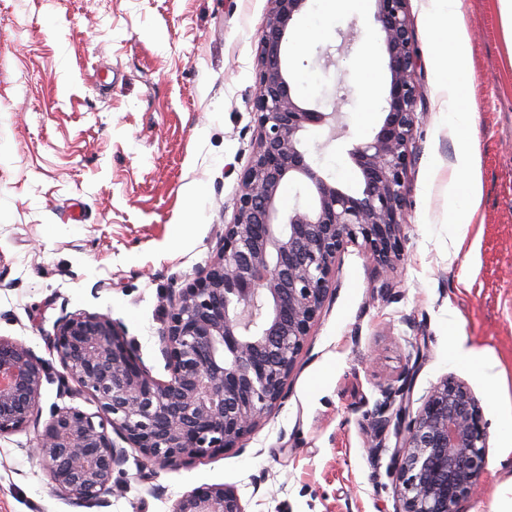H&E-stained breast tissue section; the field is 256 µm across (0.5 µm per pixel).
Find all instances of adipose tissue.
<instances>
[{
	"label": "adipose tissue",
	"mask_w": 512,
	"mask_h": 512,
	"mask_svg": "<svg viewBox=\"0 0 512 512\" xmlns=\"http://www.w3.org/2000/svg\"><path fill=\"white\" fill-rule=\"evenodd\" d=\"M465 0H428L426 8L430 25L437 30L453 29L455 38L448 47L445 65L450 79L440 81L449 126H456L464 88L473 78L468 35L463 26ZM482 182L474 143H467L458 156L448 178V230L456 243H463L468 225L477 223Z\"/></svg>",
	"instance_id": "ef3b65f1"
}]
</instances>
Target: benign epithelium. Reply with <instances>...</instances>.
I'll return each instance as SVG.
<instances>
[{
	"instance_id": "1",
	"label": "benign epithelium",
	"mask_w": 512,
	"mask_h": 512,
	"mask_svg": "<svg viewBox=\"0 0 512 512\" xmlns=\"http://www.w3.org/2000/svg\"><path fill=\"white\" fill-rule=\"evenodd\" d=\"M306 2L269 0L252 99V158L238 173L236 210L220 252L169 295L160 336L169 378H154L106 315L66 314L48 338L67 376L98 408L59 409L37 434L52 491L76 507L108 504L112 475L126 458L111 431L164 467L240 447L279 407L348 245L361 243L386 271L401 255L420 95L408 0H375L390 80L382 122L349 150L361 174L357 191L321 176L302 149L308 127L339 118L302 106L284 71L285 36ZM287 181L308 188L312 199L285 214L278 197ZM44 376L46 362L29 346L0 336V437L39 428ZM384 394V405L371 413L370 441L384 447L386 413L399 403L405 422L397 428L396 512H463L488 467V422L471 387L443 378L409 419L407 391ZM174 512L246 510L235 488L204 484L184 494Z\"/></svg>"
}]
</instances>
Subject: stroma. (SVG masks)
Listing matches in <instances>:
<instances>
[{
    "label": "stroma",
    "instance_id": "stroma-1",
    "mask_svg": "<svg viewBox=\"0 0 512 512\" xmlns=\"http://www.w3.org/2000/svg\"><path fill=\"white\" fill-rule=\"evenodd\" d=\"M465 4L474 80L459 123L476 133L483 201L462 248L448 235L446 184L463 142L436 92L448 41L430 27L427 0H409L420 97L400 261L385 273L347 247L280 407L240 447L176 468L127 449L108 506L87 512H172L203 484L234 487L246 512H396V434L372 449L370 413L384 389L403 385L418 411L448 375L470 385L489 423L485 483L465 512H496V488L512 481V454H501L512 451L502 418L512 405V93L500 84L507 53L492 0ZM267 11V0H0V336L45 360L42 420L97 410L48 350L65 315L119 322L152 376L167 379V297L216 257L235 214V173L251 161ZM311 18L316 38L293 52ZM352 30L357 40L344 45ZM368 43L388 82L379 27L353 8L307 0L285 39L297 99L341 112L337 131L304 133L306 158L351 188L348 151L372 136L384 104L355 78ZM76 202L80 222L70 218ZM461 343L476 360L456 358ZM483 359L498 362V384ZM36 436L0 438V512H79L51 492Z\"/></svg>",
    "mask_w": 512,
    "mask_h": 512
}]
</instances>
